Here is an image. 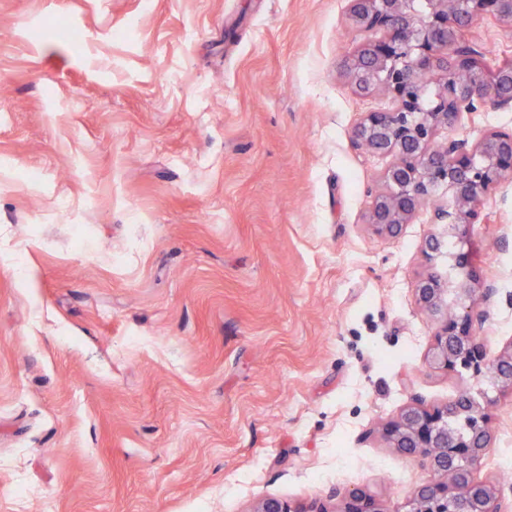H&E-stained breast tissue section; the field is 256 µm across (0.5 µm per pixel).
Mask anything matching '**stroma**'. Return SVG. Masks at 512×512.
I'll return each mask as SVG.
<instances>
[{"instance_id": "35a3bbf8", "label": "stroma", "mask_w": 512, "mask_h": 512, "mask_svg": "<svg viewBox=\"0 0 512 512\" xmlns=\"http://www.w3.org/2000/svg\"><path fill=\"white\" fill-rule=\"evenodd\" d=\"M65 24L83 52L61 43ZM489 66L512 30L468 29ZM351 0H0V512H404L430 477L383 428L466 393L475 477L512 501V388L428 367L434 205L368 224L388 96L349 60ZM512 109L464 114L474 144ZM476 334L512 350V178L465 244ZM253 512H332L322 505H311L309 508H292L288 503L275 498L266 497L260 500Z\"/></svg>"}]
</instances>
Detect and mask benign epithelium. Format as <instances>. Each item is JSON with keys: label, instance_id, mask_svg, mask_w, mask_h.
I'll use <instances>...</instances> for the list:
<instances>
[{"label": "benign epithelium", "instance_id": "7a95c632", "mask_svg": "<svg viewBox=\"0 0 512 512\" xmlns=\"http://www.w3.org/2000/svg\"><path fill=\"white\" fill-rule=\"evenodd\" d=\"M352 19L383 36L369 42L348 65L354 87L383 89L391 107L367 112L355 136L374 152L393 157L384 170L386 190L372 202L369 224L394 233L422 206L439 197L436 217L447 224L448 252L436 235L426 241L428 258L448 256V270L420 280L419 303L436 321L430 364L487 370L512 388V350L489 357L478 336L494 291L476 297L469 287L470 260L457 250L477 207L494 187L512 176V132L491 131L471 145L456 137L462 114L490 102L512 108V63L489 69L464 39V30L490 15L512 24V0H351ZM448 142L434 147L438 130ZM403 454L421 459L431 478L412 493L408 512H506L495 487L475 481L473 468L490 450L487 417L480 404L461 395L433 409L410 405L384 428ZM253 512H330L325 505L293 508L266 497ZM340 512H380L366 495L352 491Z\"/></svg>", "mask_w": 512, "mask_h": 512}]
</instances>
